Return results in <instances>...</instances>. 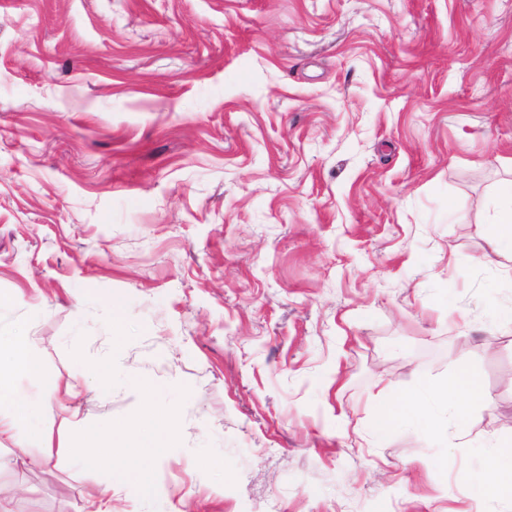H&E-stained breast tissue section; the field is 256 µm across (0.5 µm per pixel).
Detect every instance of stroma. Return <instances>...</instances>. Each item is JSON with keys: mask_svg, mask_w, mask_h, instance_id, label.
I'll list each match as a JSON object with an SVG mask.
<instances>
[{"mask_svg": "<svg viewBox=\"0 0 512 512\" xmlns=\"http://www.w3.org/2000/svg\"><path fill=\"white\" fill-rule=\"evenodd\" d=\"M508 180L512 0H0V333L84 426L0 443L10 512H512L475 492L512 437ZM461 363L491 408L374 434ZM147 407L148 497L74 452ZM491 225L496 251L512 252V180L499 190Z\"/></svg>", "mask_w": 512, "mask_h": 512, "instance_id": "stroma-1", "label": "stroma"}]
</instances>
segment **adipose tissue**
Instances as JSON below:
<instances>
[{"instance_id":"1","label":"adipose tissue","mask_w":512,"mask_h":512,"mask_svg":"<svg viewBox=\"0 0 512 512\" xmlns=\"http://www.w3.org/2000/svg\"><path fill=\"white\" fill-rule=\"evenodd\" d=\"M0 360L7 361L10 368L9 373L0 372V438L25 439L27 444L42 448L44 458H51L55 433H66L73 424L72 418L53 423L41 409L17 392L10 380L14 373L35 380L42 377L38 350L25 336L0 339ZM421 395V401L412 404L400 397L387 402L380 411L379 426H387L400 418L428 424L429 417L422 404L426 397L455 396L469 408L490 404L482 383L463 366L451 372L446 383L424 388ZM144 422L150 429L149 434L136 436L126 428H116L112 431V445L122 449L126 467L147 494L152 489L153 463L162 449L173 446L176 429L172 419L165 415L149 413ZM488 456L491 471L480 486L482 494L512 501V447L495 445L489 448Z\"/></svg>"}]
</instances>
